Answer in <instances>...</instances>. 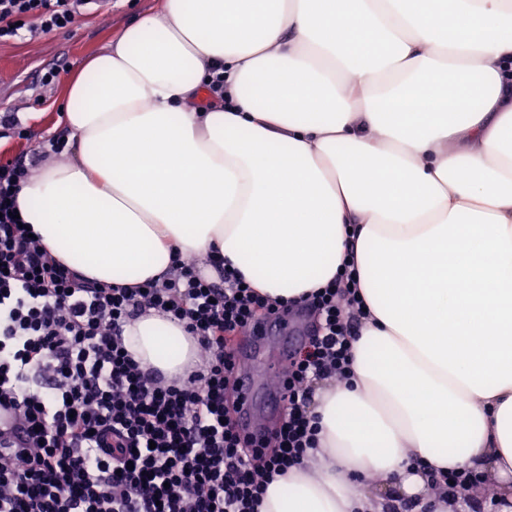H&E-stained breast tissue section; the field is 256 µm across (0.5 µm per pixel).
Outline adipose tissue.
<instances>
[{
  "label": "adipose tissue",
  "instance_id": "obj_1",
  "mask_svg": "<svg viewBox=\"0 0 512 512\" xmlns=\"http://www.w3.org/2000/svg\"><path fill=\"white\" fill-rule=\"evenodd\" d=\"M62 112L75 155L17 204L87 278L135 287L216 249L296 299L355 254L353 377L317 385L320 446L258 512H390L372 474L453 512L428 489L448 469L512 502V0H163ZM123 341L169 379L197 359L154 311Z\"/></svg>",
  "mask_w": 512,
  "mask_h": 512
}]
</instances>
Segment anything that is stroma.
<instances>
[{"instance_id":"obj_1","label":"stroma","mask_w":512,"mask_h":512,"mask_svg":"<svg viewBox=\"0 0 512 512\" xmlns=\"http://www.w3.org/2000/svg\"><path fill=\"white\" fill-rule=\"evenodd\" d=\"M160 5L161 0H112L108 11L83 10L67 32L0 43V113H17L32 133L31 139H21L0 127V159L33 151L43 138L63 131L59 107L67 78L125 26ZM51 68L58 71L55 82L41 85L42 75Z\"/></svg>"}]
</instances>
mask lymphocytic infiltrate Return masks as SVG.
I'll use <instances>...</instances> for the list:
<instances>
[{
  "mask_svg": "<svg viewBox=\"0 0 512 512\" xmlns=\"http://www.w3.org/2000/svg\"><path fill=\"white\" fill-rule=\"evenodd\" d=\"M86 0H0V42L69 29ZM41 152L0 164V409L27 432L0 458V512H257L269 484L319 444V381L352 372L363 301L346 253L334 279L299 300L259 294L218 257L175 258L162 282L122 287L56 259L10 214ZM156 311L195 336L185 378L144 371L122 333ZM308 312L316 329L291 354L279 426L260 444L229 411V336Z\"/></svg>",
  "mask_w": 512,
  "mask_h": 512,
  "instance_id": "obj_1",
  "label": "lymphocytic infiltrate"
}]
</instances>
